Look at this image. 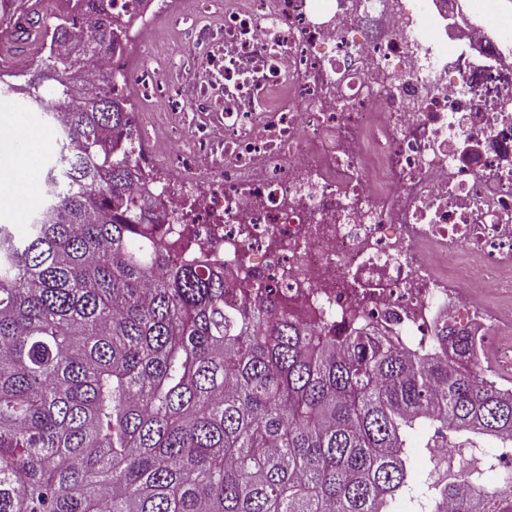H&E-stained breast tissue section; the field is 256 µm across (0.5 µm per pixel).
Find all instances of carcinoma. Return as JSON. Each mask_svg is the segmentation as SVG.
Masks as SVG:
<instances>
[{
    "instance_id": "cac0c4a2",
    "label": "carcinoma",
    "mask_w": 512,
    "mask_h": 512,
    "mask_svg": "<svg viewBox=\"0 0 512 512\" xmlns=\"http://www.w3.org/2000/svg\"><path fill=\"white\" fill-rule=\"evenodd\" d=\"M87 2L79 26L44 18L58 52L29 96L68 125L24 233L0 224V512H512V491H478L512 448V394L473 372L469 337L445 329L453 354L425 357L336 336L169 266L113 145L122 99L61 78L76 32L87 53L119 39ZM423 428L468 470L412 472Z\"/></svg>"
}]
</instances>
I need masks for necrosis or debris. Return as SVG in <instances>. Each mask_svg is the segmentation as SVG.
<instances>
[{
    "label": "necrosis or debris",
    "mask_w": 512,
    "mask_h": 512,
    "mask_svg": "<svg viewBox=\"0 0 512 512\" xmlns=\"http://www.w3.org/2000/svg\"><path fill=\"white\" fill-rule=\"evenodd\" d=\"M112 0L130 21L83 77L136 81L133 191L162 200L171 259L277 296L337 335L367 321L425 354L463 330L512 392V31L446 0ZM29 0L0 30V77L57 42Z\"/></svg>",
    "instance_id": "necrosis-or-debris-1"
}]
</instances>
